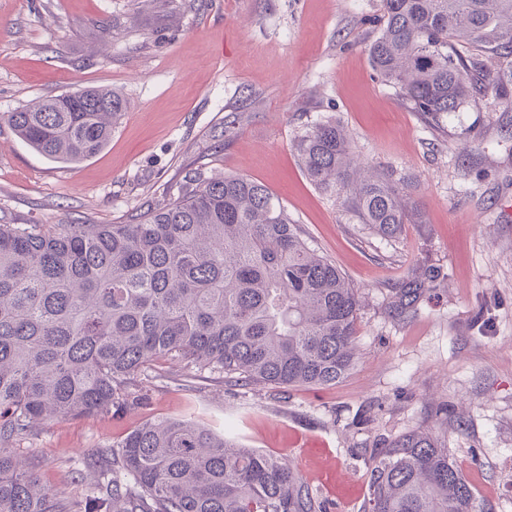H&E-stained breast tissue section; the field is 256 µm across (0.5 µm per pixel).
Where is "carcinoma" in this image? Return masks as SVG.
<instances>
[{"instance_id": "carcinoma-1", "label": "carcinoma", "mask_w": 512, "mask_h": 512, "mask_svg": "<svg viewBox=\"0 0 512 512\" xmlns=\"http://www.w3.org/2000/svg\"><path fill=\"white\" fill-rule=\"evenodd\" d=\"M380 6L371 65L425 121L486 98L512 112V0ZM124 110L119 93L92 86L7 121L39 153L72 163L106 147ZM295 149L310 181L375 234L393 239L417 222L410 185L359 172L339 123L312 127ZM425 281H402V312L415 311ZM359 309L279 199L244 177L194 172L177 200L133 224H0V512H65L13 448L39 424L140 404L138 375L169 356L235 382L336 384L356 363ZM87 465L97 481L83 512L323 509L286 459L191 420L146 422ZM366 512L481 510L448 449L418 429L373 457Z\"/></svg>"}]
</instances>
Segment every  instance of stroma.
I'll use <instances>...</instances> for the list:
<instances>
[{
	"instance_id": "obj_1",
	"label": "stroma",
	"mask_w": 512,
	"mask_h": 512,
	"mask_svg": "<svg viewBox=\"0 0 512 512\" xmlns=\"http://www.w3.org/2000/svg\"><path fill=\"white\" fill-rule=\"evenodd\" d=\"M380 14V0H0V224H127L176 200L189 173L243 176L361 300L359 360L338 384L271 389L159 360L143 406L17 441L70 506L98 449L192 418L285 457L325 512H365L377 450L429 427L483 512H512V112L480 101L437 126L412 112L369 60ZM84 86L126 105L91 158L49 160L2 119ZM330 119L362 167L409 183L420 223L380 237L308 179L293 144ZM426 267L436 280L400 312L402 280Z\"/></svg>"
}]
</instances>
